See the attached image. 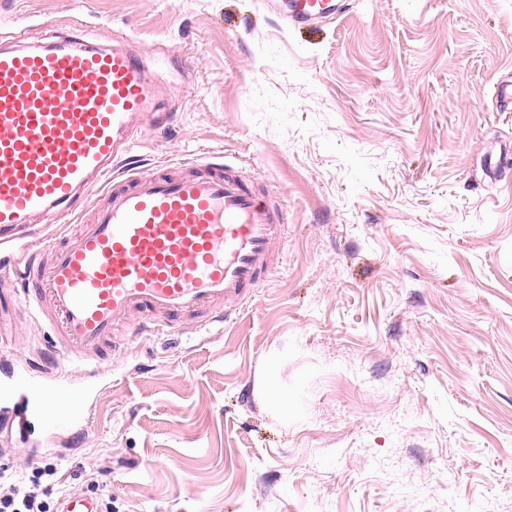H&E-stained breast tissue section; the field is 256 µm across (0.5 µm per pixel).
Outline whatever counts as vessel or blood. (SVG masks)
I'll return each mask as SVG.
<instances>
[{
    "label": "vessel or blood",
    "mask_w": 512,
    "mask_h": 512,
    "mask_svg": "<svg viewBox=\"0 0 512 512\" xmlns=\"http://www.w3.org/2000/svg\"><path fill=\"white\" fill-rule=\"evenodd\" d=\"M336 0H284L293 28L337 13ZM116 33L108 45L79 37L28 41L24 27L0 32V247H18L21 268L0 266V335L16 306L52 332L55 363L26 368L51 422L77 420L84 388L101 375L119 328L173 334L185 318L223 320L270 282L283 251L282 208L258 199L233 166L191 162L186 175L117 171L163 88ZM102 191L90 223L37 250L25 230L41 216H68ZM62 362L80 376L59 371Z\"/></svg>",
    "instance_id": "vessel-or-blood-1"
}]
</instances>
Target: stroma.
<instances>
[{
	"instance_id": "stroma-1",
	"label": "stroma",
	"mask_w": 512,
	"mask_h": 512,
	"mask_svg": "<svg viewBox=\"0 0 512 512\" xmlns=\"http://www.w3.org/2000/svg\"><path fill=\"white\" fill-rule=\"evenodd\" d=\"M316 32L263 0H0L45 42L123 30L168 88L139 168L224 162L288 240L230 319L126 335L82 428L0 391V463L98 480L112 512H512V0H338ZM20 318L0 348L46 358ZM294 409L256 392L266 355Z\"/></svg>"
}]
</instances>
